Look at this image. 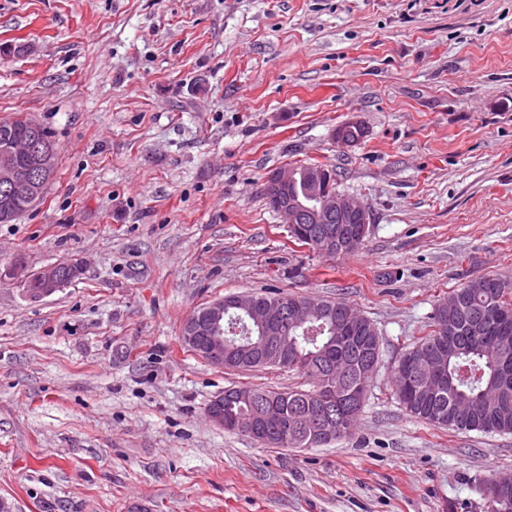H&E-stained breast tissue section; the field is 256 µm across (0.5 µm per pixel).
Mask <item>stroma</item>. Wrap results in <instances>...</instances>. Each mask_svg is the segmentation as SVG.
Returning <instances> with one entry per match:
<instances>
[{"mask_svg": "<svg viewBox=\"0 0 512 512\" xmlns=\"http://www.w3.org/2000/svg\"><path fill=\"white\" fill-rule=\"evenodd\" d=\"M0 118L58 148L0 270L80 264L33 300L0 280V496L17 512H486L512 434L435 427L394 368L439 299L512 279V0H0ZM366 135L341 147L338 126ZM319 162L368 208L330 256L263 194ZM341 301L378 372L353 433L274 448L213 424L237 372L180 342L229 294Z\"/></svg>", "mask_w": 512, "mask_h": 512, "instance_id": "stroma-1", "label": "stroma"}]
</instances>
